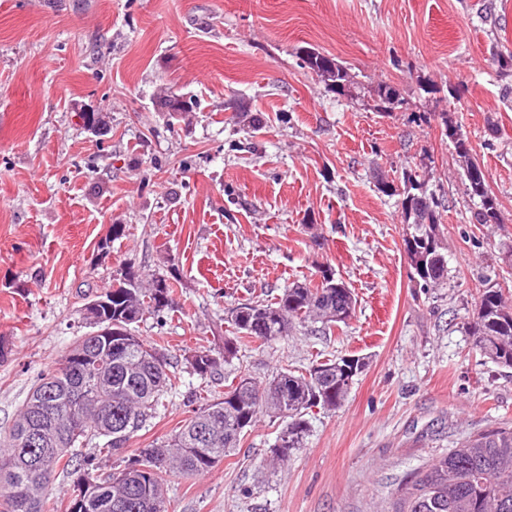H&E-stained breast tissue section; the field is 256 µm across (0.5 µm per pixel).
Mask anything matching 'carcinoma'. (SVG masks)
<instances>
[{"mask_svg":"<svg viewBox=\"0 0 512 512\" xmlns=\"http://www.w3.org/2000/svg\"><path fill=\"white\" fill-rule=\"evenodd\" d=\"M305 66L330 88L352 82L348 68L316 51L302 56ZM375 99L389 111L401 100L382 83ZM467 195L478 200L471 215L485 224L486 203L499 205L489 181H464ZM401 195L406 233L404 246L411 279L421 288L448 287V261L443 253L440 226L444 206L425 183L407 177ZM319 280L297 281L272 301L240 303L229 310L230 335L224 337V357L199 349L188 362L195 374L206 377L220 362H229L246 340L271 342L296 328L321 324L330 331L355 315L357 299L344 280L327 266ZM112 310L96 318L112 321V328L130 334L129 325L147 313L175 307L168 280L139 279L132 268H121L112 279ZM473 349L500 367L512 369V302L497 281L477 296L475 312L466 324ZM167 357L131 337L78 338L56 366L41 375L33 390L44 395L35 404L27 398L0 448V512H46V500L59 474L73 477L66 512H169L165 484L172 475L208 474L239 447L262 416L280 422L269 465L282 467L307 433L304 416L321 407H342L354 378L365 368L364 359L341 355L317 362L296 374L288 368L264 381L242 378L193 412L169 438L136 449L119 473L103 475V463L125 452L135 432L156 413L164 392L178 386L169 375ZM47 428L50 450L34 466L25 443L30 423ZM103 445L89 447L96 438ZM385 512H512V427L499 426L470 436L425 466L393 494Z\"/></svg>","mask_w":512,"mask_h":512,"instance_id":"obj_1","label":"carcinoma"}]
</instances>
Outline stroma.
Here are the masks:
<instances>
[{"label": "stroma", "mask_w": 512, "mask_h": 512, "mask_svg": "<svg viewBox=\"0 0 512 512\" xmlns=\"http://www.w3.org/2000/svg\"><path fill=\"white\" fill-rule=\"evenodd\" d=\"M505 46L512 0H0V443L37 376L90 333L86 299L126 265L175 285V308L131 331L179 379L131 448L240 375L367 362L340 409L309 410L287 466L265 467L280 428L262 418L210 473L169 478L170 512H379L418 467L512 425V369L463 329L485 277L512 287V71L492 62ZM303 49L346 65L355 97L320 82ZM382 82L395 111L365 104ZM172 90L197 109L158 111ZM449 124L499 223H471ZM410 172L446 201L445 289L411 282L401 198L377 182ZM325 266L358 299L348 324L246 341L218 374L190 372L189 351L223 350L228 308Z\"/></svg>", "instance_id": "1"}]
</instances>
